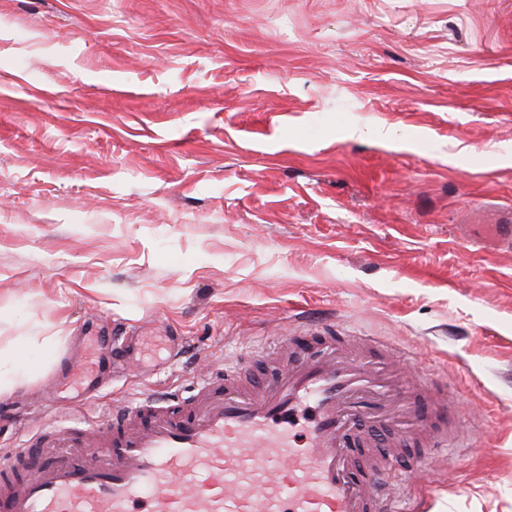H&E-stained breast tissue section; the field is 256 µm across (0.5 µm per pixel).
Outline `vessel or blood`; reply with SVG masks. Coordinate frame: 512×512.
I'll list each match as a JSON object with an SVG mask.
<instances>
[{"label": "vessel or blood", "mask_w": 512, "mask_h": 512, "mask_svg": "<svg viewBox=\"0 0 512 512\" xmlns=\"http://www.w3.org/2000/svg\"><path fill=\"white\" fill-rule=\"evenodd\" d=\"M133 343L100 337L99 370L75 355L62 375L99 393ZM399 358L329 323L201 371L190 395L149 390L40 428L0 453V512H399L419 460L459 424L447 390L407 384ZM401 402L415 425L380 448L375 429Z\"/></svg>", "instance_id": "1"}]
</instances>
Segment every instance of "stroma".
Returning <instances> with one entry per match:
<instances>
[{"instance_id": "35a3bbf8", "label": "stroma", "mask_w": 512, "mask_h": 512, "mask_svg": "<svg viewBox=\"0 0 512 512\" xmlns=\"http://www.w3.org/2000/svg\"><path fill=\"white\" fill-rule=\"evenodd\" d=\"M508 209L512 0H0V347L42 364L0 439L329 317L463 418L424 512H512ZM115 327L107 395L45 386Z\"/></svg>"}]
</instances>
